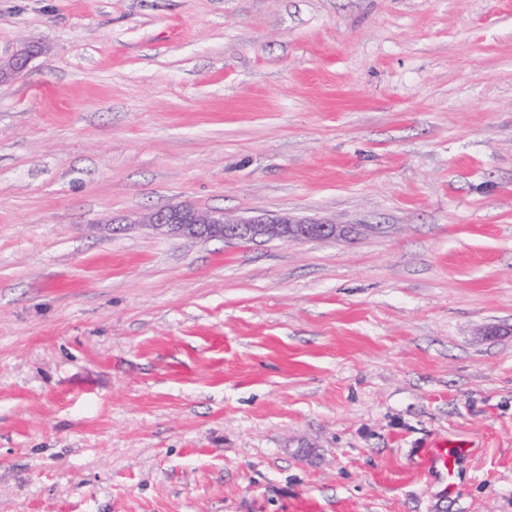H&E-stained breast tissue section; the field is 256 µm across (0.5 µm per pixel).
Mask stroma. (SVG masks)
Wrapping results in <instances>:
<instances>
[{
	"label": "stroma",
	"instance_id": "stroma-1",
	"mask_svg": "<svg viewBox=\"0 0 512 512\" xmlns=\"http://www.w3.org/2000/svg\"><path fill=\"white\" fill-rule=\"evenodd\" d=\"M31 42L0 512H512V0H0ZM172 204L354 232L130 223ZM172 236L224 238V241L282 240L294 244L348 237L341 225L321 219L233 217L224 211H200L176 204L142 214L137 222Z\"/></svg>",
	"mask_w": 512,
	"mask_h": 512
}]
</instances>
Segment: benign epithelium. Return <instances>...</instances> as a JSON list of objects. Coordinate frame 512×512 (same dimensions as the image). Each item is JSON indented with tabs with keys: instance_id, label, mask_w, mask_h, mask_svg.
<instances>
[{
	"instance_id": "7a95c632",
	"label": "benign epithelium",
	"mask_w": 512,
	"mask_h": 512,
	"mask_svg": "<svg viewBox=\"0 0 512 512\" xmlns=\"http://www.w3.org/2000/svg\"><path fill=\"white\" fill-rule=\"evenodd\" d=\"M39 53L28 45L7 60H0V82L9 80L25 69L33 55ZM138 223L172 236L222 238L226 241L282 240L294 244L312 241H336L347 237L341 225L310 218L233 217L224 212L200 211L176 204L155 208L142 214Z\"/></svg>"
}]
</instances>
